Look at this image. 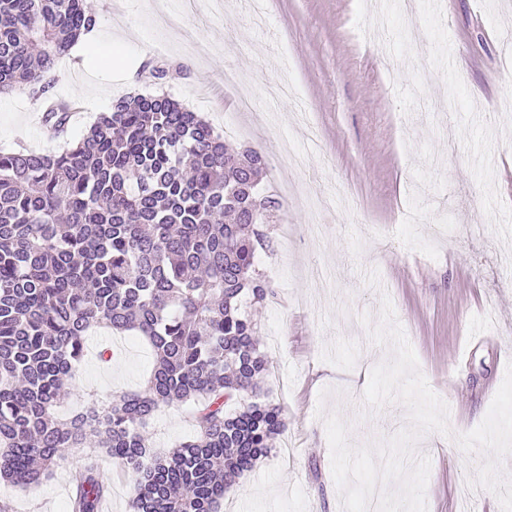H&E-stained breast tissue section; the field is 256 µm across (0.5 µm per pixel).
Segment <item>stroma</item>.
Returning <instances> with one entry per match:
<instances>
[{
  "label": "stroma",
  "instance_id": "stroma-1",
  "mask_svg": "<svg viewBox=\"0 0 512 512\" xmlns=\"http://www.w3.org/2000/svg\"><path fill=\"white\" fill-rule=\"evenodd\" d=\"M112 2L94 0V36L111 65L72 54L58 65L53 94L81 102L69 139L119 97L165 93L216 128L238 114L249 134L224 141L265 155L264 194L297 181L346 192L317 213L296 190L269 226L283 246L260 263L284 278L255 315L270 357L265 389L287 427L233 485L237 512H341L317 408L351 423L356 446L408 426L397 402L359 417L369 373L389 356L360 317H378L385 295L449 406L450 435L417 443L431 462L428 512H460L459 492L486 455L452 436L481 423L512 361V0H421L409 18L395 0H235L219 12L210 0H165L162 13L154 0ZM228 66L254 88L250 111L224 85ZM41 114L26 87L0 94V150H57ZM411 205L424 221L410 229L401 218ZM103 348L109 361L97 357ZM153 364L135 333L92 330L59 415L139 389ZM189 411L157 408L147 425L155 453L194 438ZM83 462L70 455L30 491L0 483V505L70 512Z\"/></svg>",
  "mask_w": 512,
  "mask_h": 512
}]
</instances>
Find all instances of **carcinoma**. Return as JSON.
Returning <instances> with one entry per match:
<instances>
[{"mask_svg": "<svg viewBox=\"0 0 512 512\" xmlns=\"http://www.w3.org/2000/svg\"><path fill=\"white\" fill-rule=\"evenodd\" d=\"M96 22L92 0H0V91L44 98ZM71 112L58 100L43 122L61 135ZM266 168L166 94L118 100L59 152L0 151V480L38 485L76 450L71 512H100L106 454L133 479L130 512H218L232 477L286 429L242 310L272 295L259 252L280 203L259 191ZM98 327L146 337L153 370L139 390L61 418ZM173 402L191 405L196 436L158 456L143 427ZM88 408L102 424L81 422Z\"/></svg>", "mask_w": 512, "mask_h": 512, "instance_id": "obj_1", "label": "carcinoma"}]
</instances>
